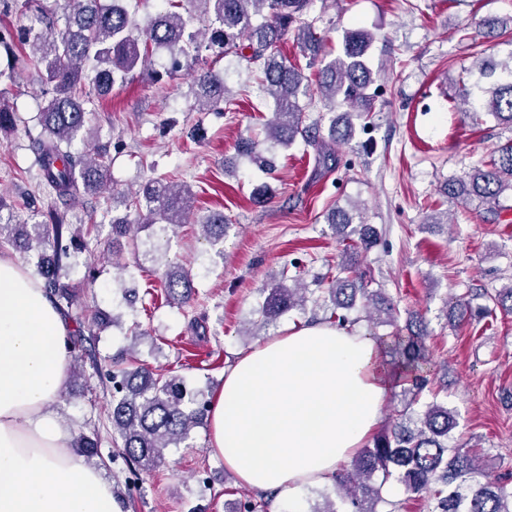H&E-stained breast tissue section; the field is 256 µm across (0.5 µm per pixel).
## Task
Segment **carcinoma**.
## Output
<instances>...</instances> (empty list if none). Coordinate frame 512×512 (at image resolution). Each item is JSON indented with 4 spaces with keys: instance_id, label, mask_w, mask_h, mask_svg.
<instances>
[{
    "instance_id": "cac0c4a2",
    "label": "carcinoma",
    "mask_w": 512,
    "mask_h": 512,
    "mask_svg": "<svg viewBox=\"0 0 512 512\" xmlns=\"http://www.w3.org/2000/svg\"><path fill=\"white\" fill-rule=\"evenodd\" d=\"M124 0H66L63 26L40 7V0H22L21 8L32 12L41 28L29 29L26 61L37 68L51 87L37 115L40 131L34 138L35 164L42 184L62 201L94 195L108 181V167L97 148L78 149L89 144L88 130L91 99L84 93V80L94 74L97 94L105 96L117 83L125 82L137 67L147 63L148 48L166 49L171 57V72L192 67L201 49L216 56L230 53L256 65L261 84L274 99L276 112L264 125V136L249 137L238 146L252 165L269 174L273 170L272 151L286 148L297 137L316 141L310 127L304 125L307 105L299 96L312 99L319 94L328 111L336 105L345 112L330 119L329 141L345 144L355 136L358 123L371 111L376 98L374 82L380 71L372 68L368 51L375 41L372 32H350L342 54L325 61L323 37L314 23L304 18L310 0H190L201 4L211 17L208 33L188 29L182 14L175 11L177 0H162L161 8L143 30L134 25ZM294 30L303 52L322 63L317 90L304 82L301 71L273 52L276 44ZM480 79L464 88L466 102L474 112L491 114L498 124L512 130V53L500 63L478 66ZM192 107L211 109L224 103L227 87L224 78L209 70L191 73ZM444 191L451 201L476 204L493 220H500L512 197V139L498 147L491 161L475 166L460 177L448 178ZM193 203L188 186L152 179L139 189L135 200V219L130 214L112 217L113 238L127 237L138 249L137 231L158 228L165 233L187 223ZM33 223L17 222L13 206L0 196V247L8 245L26 254L40 253L36 266L42 288L54 307L71 326V349L83 347L85 311L77 294L62 283L63 272L79 266L93 268L82 258L86 244L77 239L67 223V213L57 208L38 214ZM328 223L338 228L353 224V217L338 206L331 210ZM208 244L223 253L220 246L230 227L224 214L212 212L201 224ZM354 244L343 251L336 274L325 288H307L301 282L274 284L257 310L262 327L272 325L283 314L331 303L328 322L336 326L361 320L351 315L355 309L366 318L384 314L394 322L398 314L382 289L365 287L356 269L359 252L371 250L377 243L376 231L361 223L354 227ZM165 290L178 305L191 300L192 274L169 262L164 271ZM485 312L512 313V285L488 295ZM425 326L407 336H395L388 345L394 374L402 387L401 408L390 426L381 429L351 458L349 465L334 478L336 498L324 494L323 503L310 512H396V504L384 498L382 487L391 481L403 486L414 498L434 502L432 512H512V484L506 480L482 479L479 453L475 448L448 445L458 425V413L448 403L431 395L426 402L428 381L423 366L430 361L426 349ZM124 358L114 361L112 380L113 441L138 467L150 473L164 463V450L188 446L191 431L206 423L209 401L204 393L186 386L178 376L154 372L144 364L123 366ZM74 448L89 458L99 455V440L84 432L75 437Z\"/></svg>"
}]
</instances>
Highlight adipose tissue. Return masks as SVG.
<instances>
[{"instance_id":"adipose-tissue-1","label":"adipose tissue","mask_w":512,"mask_h":512,"mask_svg":"<svg viewBox=\"0 0 512 512\" xmlns=\"http://www.w3.org/2000/svg\"><path fill=\"white\" fill-rule=\"evenodd\" d=\"M70 364L67 322L22 263L0 256V512H122L53 410ZM387 389L372 337L288 327L225 370L209 404L210 454L242 485L295 501L366 444Z\"/></svg>"}]
</instances>
